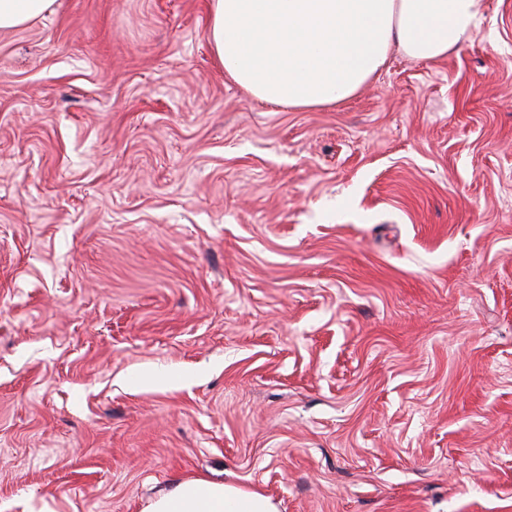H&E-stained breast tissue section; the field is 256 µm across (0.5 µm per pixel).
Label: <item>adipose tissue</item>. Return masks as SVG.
<instances>
[{
	"mask_svg": "<svg viewBox=\"0 0 512 512\" xmlns=\"http://www.w3.org/2000/svg\"><path fill=\"white\" fill-rule=\"evenodd\" d=\"M54 0H0V32ZM206 37L219 64L256 99L314 108L350 99L393 50L444 59L467 40L483 0H211ZM144 512H278L259 491L203 477L176 483Z\"/></svg>",
	"mask_w": 512,
	"mask_h": 512,
	"instance_id": "adipose-tissue-1",
	"label": "adipose tissue"
}]
</instances>
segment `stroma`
<instances>
[{
	"label": "stroma",
	"instance_id": "1",
	"mask_svg": "<svg viewBox=\"0 0 512 512\" xmlns=\"http://www.w3.org/2000/svg\"><path fill=\"white\" fill-rule=\"evenodd\" d=\"M271 105L210 0L0 32V512H512V0ZM143 512H278V507L260 491L198 477L160 493Z\"/></svg>",
	"mask_w": 512,
	"mask_h": 512
}]
</instances>
